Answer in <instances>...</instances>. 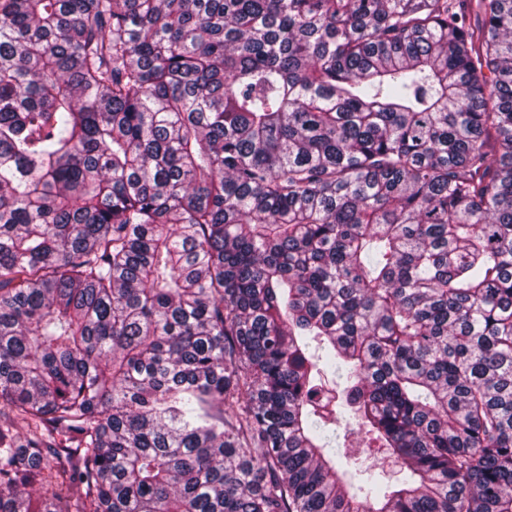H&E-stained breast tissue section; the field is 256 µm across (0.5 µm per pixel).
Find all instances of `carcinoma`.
Instances as JSON below:
<instances>
[{"label": "carcinoma", "mask_w": 512, "mask_h": 512, "mask_svg": "<svg viewBox=\"0 0 512 512\" xmlns=\"http://www.w3.org/2000/svg\"><path fill=\"white\" fill-rule=\"evenodd\" d=\"M0 512H512V0H0ZM348 450L356 451L358 458L355 463L351 462L350 465L346 464L345 459H340V462L343 466V468L349 469L354 475V483L355 485H365V481L368 478L369 474L372 473L371 470L378 469V467H381L384 465V470L386 471V476L395 478V476L398 475L396 473V468L394 466H387L382 459V455H373L369 452H364L362 447H353V448H347ZM378 471V470H377Z\"/></svg>", "instance_id": "cac0c4a2"}]
</instances>
